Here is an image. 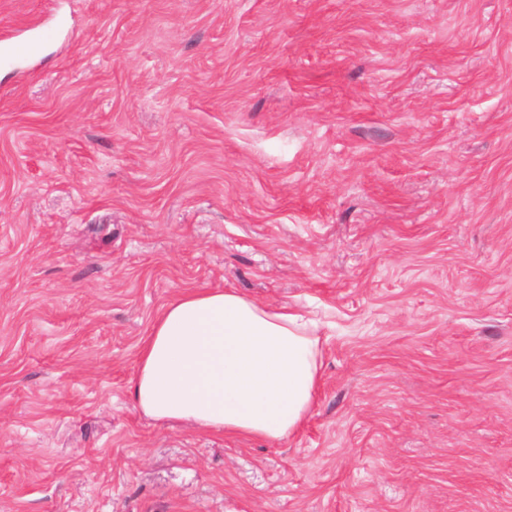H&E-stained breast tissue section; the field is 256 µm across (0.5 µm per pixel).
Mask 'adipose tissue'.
Returning a JSON list of instances; mask_svg holds the SVG:
<instances>
[{
	"label": "adipose tissue",
	"mask_w": 512,
	"mask_h": 512,
	"mask_svg": "<svg viewBox=\"0 0 512 512\" xmlns=\"http://www.w3.org/2000/svg\"><path fill=\"white\" fill-rule=\"evenodd\" d=\"M317 324L232 288L188 290L155 316L130 396L143 416L238 439L297 434L316 401Z\"/></svg>",
	"instance_id": "obj_1"
}]
</instances>
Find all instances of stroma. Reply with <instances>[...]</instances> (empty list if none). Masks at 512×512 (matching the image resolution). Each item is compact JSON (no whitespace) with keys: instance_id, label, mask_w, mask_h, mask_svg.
Instances as JSON below:
<instances>
[{"instance_id":"obj_1","label":"stroma","mask_w":512,"mask_h":512,"mask_svg":"<svg viewBox=\"0 0 512 512\" xmlns=\"http://www.w3.org/2000/svg\"><path fill=\"white\" fill-rule=\"evenodd\" d=\"M0 512H512V0H0ZM313 312L280 442L132 405L165 304Z\"/></svg>"}]
</instances>
